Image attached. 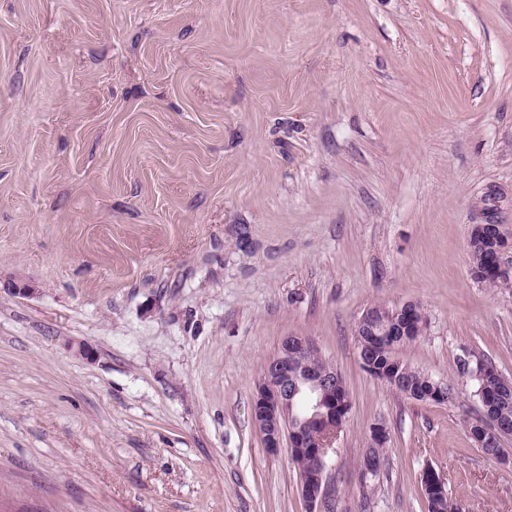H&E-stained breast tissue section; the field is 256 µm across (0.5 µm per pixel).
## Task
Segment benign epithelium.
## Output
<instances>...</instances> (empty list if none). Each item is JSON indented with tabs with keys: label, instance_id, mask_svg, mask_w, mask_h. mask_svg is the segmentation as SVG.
Segmentation results:
<instances>
[{
	"label": "benign epithelium",
	"instance_id": "1",
	"mask_svg": "<svg viewBox=\"0 0 512 512\" xmlns=\"http://www.w3.org/2000/svg\"><path fill=\"white\" fill-rule=\"evenodd\" d=\"M498 230L505 245L498 247L499 260L495 272L512 279V233H504L502 224H477L473 231ZM400 320L392 322L384 314L367 308L354 325L355 336H406L415 323L418 305L403 303L396 306ZM369 343L358 347L360 362L374 377L394 387H405L404 381L378 372L371 362ZM509 401L512 398V380L497 375L493 394L479 393L485 410L495 408L493 398ZM348 414V406L339 390L336 370L319 362L315 342L307 336H286L282 339L277 355L267 363L255 384L251 415L260 431L264 446L275 454L288 438L291 448L302 451L295 463L301 473L300 489L307 512H335V499L327 487L328 461L335 453L336 439ZM495 438L485 434L476 438V447H493L495 440L511 436L508 424L489 419Z\"/></svg>",
	"mask_w": 512,
	"mask_h": 512
}]
</instances>
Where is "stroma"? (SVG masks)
<instances>
[{
  "mask_svg": "<svg viewBox=\"0 0 512 512\" xmlns=\"http://www.w3.org/2000/svg\"><path fill=\"white\" fill-rule=\"evenodd\" d=\"M477 224L512 227V0H0V512H306L251 418L291 335L350 394L337 512H427L428 467L512 512L457 372L512 379ZM406 302L399 355L452 403L358 359L356 319ZM425 377L431 382V386ZM425 377L420 375V371L412 368V373L406 377L409 385L413 388L412 397L410 398L418 401H427L428 399H424V396L431 387V390L426 397L431 398L437 403H451L454 401L456 398V389L454 383L451 382V380H448L447 391L445 389H440L443 381H436L431 376L426 374Z\"/></svg>",
  "mask_w": 512,
  "mask_h": 512,
  "instance_id": "35a3bbf8",
  "label": "stroma"
}]
</instances>
